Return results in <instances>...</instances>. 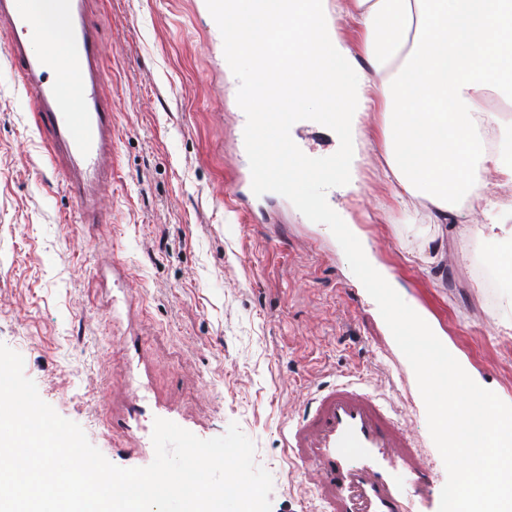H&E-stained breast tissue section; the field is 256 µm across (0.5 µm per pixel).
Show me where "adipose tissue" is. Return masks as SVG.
Instances as JSON below:
<instances>
[{
	"label": "adipose tissue",
	"mask_w": 512,
	"mask_h": 512,
	"mask_svg": "<svg viewBox=\"0 0 512 512\" xmlns=\"http://www.w3.org/2000/svg\"><path fill=\"white\" fill-rule=\"evenodd\" d=\"M217 16L228 53L253 61L251 83L281 73L280 95L250 99L251 115L336 132L343 186L358 117L375 113L372 145L397 202L425 200L435 224L481 209L512 279V210L490 189L494 173L512 182V125L495 151L482 132L496 119L486 95L512 105V0H225Z\"/></svg>",
	"instance_id": "obj_1"
}]
</instances>
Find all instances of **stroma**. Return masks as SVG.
Returning <instances> with one entry per match:
<instances>
[{
	"label": "stroma",
	"instance_id": "1",
	"mask_svg": "<svg viewBox=\"0 0 512 512\" xmlns=\"http://www.w3.org/2000/svg\"><path fill=\"white\" fill-rule=\"evenodd\" d=\"M95 9L116 168L103 223H81L0 47V343L115 465L154 458L110 424L135 379L199 438L238 423L273 477L271 512H316L284 434L319 387L362 381L408 425L441 492L447 473L423 399L402 382L408 361L330 229L276 193L229 196L249 161L224 27L206 0H98ZM360 154L356 190H328L329 205L476 383L512 404V309L489 299L473 256L484 226L466 213L433 224L426 207L402 210L372 148ZM116 261L129 269L135 304L117 332Z\"/></svg>",
	"mask_w": 512,
	"mask_h": 512
}]
</instances>
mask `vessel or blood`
Segmentation results:
<instances>
[{
    "label": "vessel or blood",
    "mask_w": 512,
    "mask_h": 512,
    "mask_svg": "<svg viewBox=\"0 0 512 512\" xmlns=\"http://www.w3.org/2000/svg\"><path fill=\"white\" fill-rule=\"evenodd\" d=\"M94 0H47L68 34V55L58 59L39 48L40 22L21 0H0V30L21 87L34 101L35 127L54 167L63 172L81 221H102L101 193L111 185L112 97L104 89L105 66L93 23ZM82 88L80 110L60 89L63 75ZM188 427L167 405L133 395L121 425L150 447L146 416ZM291 459L301 464L315 492L318 512H419L431 490L430 467L405 426L360 382L317 389L284 437Z\"/></svg>",
    "instance_id": "1"
}]
</instances>
